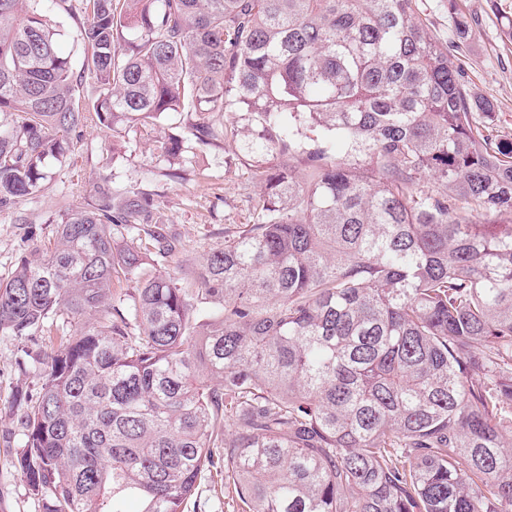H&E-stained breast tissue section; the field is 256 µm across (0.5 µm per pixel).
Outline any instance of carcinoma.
Listing matches in <instances>:
<instances>
[{"label": "carcinoma", "instance_id": "obj_1", "mask_svg": "<svg viewBox=\"0 0 512 512\" xmlns=\"http://www.w3.org/2000/svg\"><path fill=\"white\" fill-rule=\"evenodd\" d=\"M80 2L77 74L44 0H0V208L72 130L184 112L164 156L228 139L264 190L177 276L135 233L153 198L103 182L0 281L1 333L85 320L33 356L14 466L42 512H184L216 448L245 512H508L512 140L451 61L457 0L452 47L416 0Z\"/></svg>", "mask_w": 512, "mask_h": 512}]
</instances>
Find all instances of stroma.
I'll use <instances>...</instances> for the list:
<instances>
[{"mask_svg":"<svg viewBox=\"0 0 512 512\" xmlns=\"http://www.w3.org/2000/svg\"><path fill=\"white\" fill-rule=\"evenodd\" d=\"M473 23L459 56L470 96L494 107L499 135L512 139V35L502 27L512 17V0H465ZM69 157L48 159L52 174L48 192L28 196L9 209H0V280H6L18 258L32 249L49 250L54 244V222L68 204L84 201L94 183L109 177L113 191L136 188L155 200L154 217L178 241L171 256L160 259L162 271L191 273L212 248L239 227L253 223L262 185L231 146H204L195 164L179 169L163 157L152 131L140 126L123 129L119 136L87 125L68 135ZM79 321L56 317L39 335L20 338L0 334V512H41V505L14 466L23 444L18 392H39L42 380L25 368L28 354L55 349L63 334ZM184 512H243L224 492V474L206 468Z\"/></svg>","mask_w":512,"mask_h":512,"instance_id":"35a3bbf8","label":"stroma"}]
</instances>
